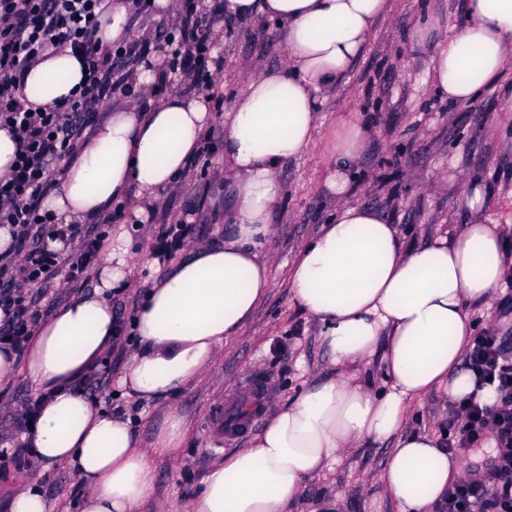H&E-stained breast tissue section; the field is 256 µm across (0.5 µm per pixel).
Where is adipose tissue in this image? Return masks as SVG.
<instances>
[{
    "mask_svg": "<svg viewBox=\"0 0 512 512\" xmlns=\"http://www.w3.org/2000/svg\"><path fill=\"white\" fill-rule=\"evenodd\" d=\"M388 0H224L232 19L259 18L287 34L288 62L250 76L224 110L227 174L223 239L199 242L140 299L129 331L136 340L120 386L137 404L168 398L198 382L224 343L251 320L271 287L265 250L271 215L285 188L283 163L323 138V189L339 207L301 246L288 273L291 302L321 326L337 376L303 389L279 408L247 447L215 464L199 493L172 512H286L303 483L365 440L396 445L379 475L397 512H436L461 470L436 435L411 432L413 405L445 391L491 405L464 365L475 332L472 310L512 286V249L489 214L494 188L466 183L458 206L468 222L455 235L406 244L395 224L350 203L355 166L370 126L352 118L323 129L317 93L335 85L361 53ZM130 0H101L93 42L131 43ZM512 70V0H467L466 20L446 37L430 67L436 93L473 103ZM71 50L30 66L21 97L53 109L81 83ZM212 122L207 100L171 89L163 98L117 108L62 160L59 185L44 200L58 223L86 224L125 205L136 223L185 177ZM130 231L103 240L93 291L75 295L37 321L24 355L0 347V384L26 376L38 391L35 422L23 440L44 469L67 467L86 492L79 512H139L154 483L149 453L172 454L187 429L172 417L151 450L139 448L130 418L76 393L118 334L114 295L132 288ZM382 379L362 376L374 354Z\"/></svg>",
    "mask_w": 512,
    "mask_h": 512,
    "instance_id": "1",
    "label": "adipose tissue"
}]
</instances>
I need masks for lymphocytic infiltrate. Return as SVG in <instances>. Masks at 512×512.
I'll return each mask as SVG.
<instances>
[{"label":"lymphocytic infiltrate","mask_w":512,"mask_h":512,"mask_svg":"<svg viewBox=\"0 0 512 512\" xmlns=\"http://www.w3.org/2000/svg\"><path fill=\"white\" fill-rule=\"evenodd\" d=\"M99 0H0V125L15 131L18 148L11 173L0 178V228H9L13 257L0 255V309L11 311L0 325V344L24 349L35 321L32 288L46 289L58 274L69 282L89 281L99 235L83 238V251L62 257L45 244L52 221L42 200L56 184L55 166L73 153L90 132L97 110L122 86V58H140L149 44L103 50L91 40ZM177 40L171 48V73L198 88L211 85L206 62L212 34L223 11L206 15L194 0H179ZM69 48L83 59L85 74L78 93L61 107L37 111L18 95L23 72L51 49ZM466 367L498 401L449 404L446 446L469 448L490 439L496 453L486 474H465L451 484L438 512H512V343L485 331L474 336Z\"/></svg>","instance_id":"1"}]
</instances>
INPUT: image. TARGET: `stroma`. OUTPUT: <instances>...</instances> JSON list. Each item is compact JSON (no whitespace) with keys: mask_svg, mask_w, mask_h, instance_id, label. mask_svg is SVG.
Listing matches in <instances>:
<instances>
[{"mask_svg":"<svg viewBox=\"0 0 512 512\" xmlns=\"http://www.w3.org/2000/svg\"><path fill=\"white\" fill-rule=\"evenodd\" d=\"M465 10L466 0H389L386 15L346 78L322 92L324 127L353 112L371 118L373 132L359 159L354 203L386 216L406 240L421 244L462 229L467 217L457 198L471 178L497 181L493 211L512 240V150L502 142L503 135L512 132V112L500 111L495 92L467 107L448 104L434 94L429 78L440 40L464 22ZM418 25L423 28L419 35L414 32ZM213 42L208 70L214 95L208 107L218 118L244 93L248 75L287 62L283 28L261 19L217 25ZM215 128L213 143L192 171L178 186L164 191L148 223L131 234L128 259L137 289L121 299L125 316L133 315L140 291L152 287L167 271L151 257L160 224L185 219L193 209L197 215L184 244L224 235V217L210 202L214 189L224 182V125L218 121ZM324 163L319 140L303 155L284 162L280 178L285 199L272 216L276 226L269 247L272 286L245 330L225 344L202 382L169 400L136 407L116 382L127 366L129 351L125 342L115 343L109 355L112 377L92 392V399L106 411L132 417L141 447H150L154 433L172 412L190 432L174 456H151L156 487L142 512H163L170 505L188 503L211 466L233 449L246 447L244 435L218 445L208 427L220 400L237 394L244 376L254 373L265 382L268 415L307 384L335 376L318 324L298 310L288 294V271L300 245L335 210V201L322 188ZM31 401L32 388L25 377L0 387V439L11 434L21 408ZM394 446L390 440L344 450L330 470L305 481L295 512H314L320 501L333 498L341 500L344 512H396L378 480ZM34 474L60 512H75L81 490L68 470L41 472L35 458L26 453L0 467V500Z\"/></svg>","mask_w":512,"mask_h":512,"instance_id":"35a3bbf8","label":"stroma"}]
</instances>
